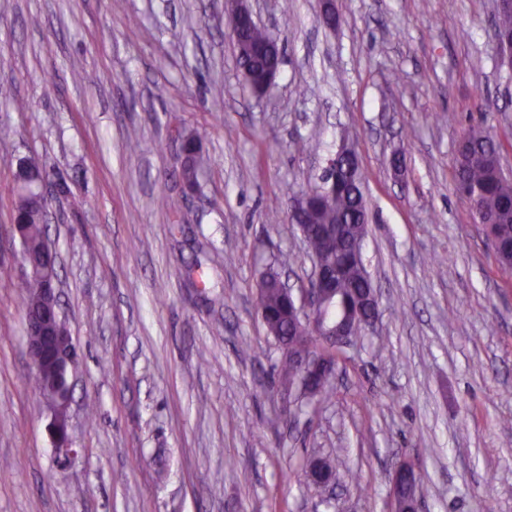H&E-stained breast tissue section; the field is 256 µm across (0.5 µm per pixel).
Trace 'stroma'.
<instances>
[{
  "label": "stroma",
  "mask_w": 512,
  "mask_h": 512,
  "mask_svg": "<svg viewBox=\"0 0 512 512\" xmlns=\"http://www.w3.org/2000/svg\"><path fill=\"white\" fill-rule=\"evenodd\" d=\"M251 5L284 48L262 98L224 0H0V225L19 159L53 169L48 235L80 354L68 460L26 355L20 241L0 234V512H390L404 460L422 512H512V283L453 181L477 126L512 173L495 0H334L333 26L319 0ZM182 130L202 135L192 192ZM344 141L379 318L331 401L300 408L272 383L256 286L290 252L281 277L306 287L290 201ZM319 457L335 487L311 481Z\"/></svg>",
  "instance_id": "1"
}]
</instances>
